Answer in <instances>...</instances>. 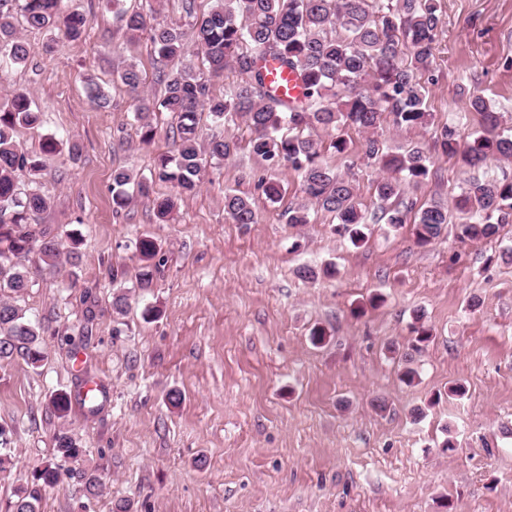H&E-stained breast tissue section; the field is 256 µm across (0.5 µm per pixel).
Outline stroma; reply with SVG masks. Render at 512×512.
Segmentation results:
<instances>
[{
	"label": "stroma",
	"mask_w": 512,
	"mask_h": 512,
	"mask_svg": "<svg viewBox=\"0 0 512 512\" xmlns=\"http://www.w3.org/2000/svg\"><path fill=\"white\" fill-rule=\"evenodd\" d=\"M438 4L442 33L425 83L434 124L384 123L380 136L393 147H432L436 126L457 117L464 134L478 131L479 115L466 109L475 90L512 129V0ZM61 8L88 17L82 39L28 29L0 0V16L30 48L26 64L0 68V101L23 89L43 112L41 127L18 132L28 150L50 134L59 142L40 176L19 172V186L50 197L42 224L80 239L78 261L50 269L30 259L25 288L0 290L42 325L45 349L35 367L0 362V429L11 456L0 472V512L47 464L61 479L43 487L40 512H113L123 503L131 512H512V265L500 258L512 223L495 240L464 243L452 223L424 247L407 224L366 225L358 245L321 211L290 226L285 210L304 200L297 174L253 154L242 125L206 114L203 140L234 138L236 152L207 167L167 222L155 215V197L170 191L162 183L115 214L114 170L150 176L173 149L165 112L153 118L154 141L141 143L119 75L135 65L143 91L157 98L176 64L147 38L129 40L106 0H62ZM95 85L107 107L92 103ZM433 161V176L410 191L418 201L448 200L469 177L456 159ZM332 164L373 207L381 170L355 152ZM263 174L281 181L278 202L255 191ZM228 193L251 196L258 223H230ZM143 236L166 259L144 292L133 287ZM329 263L336 278L296 274ZM115 267L126 272L118 285ZM121 286L132 294L119 315L112 297ZM375 293L385 301L372 307ZM473 297L479 309L468 308ZM151 305L162 311L158 321L142 318ZM418 318L433 337L413 352L420 377L408 386L399 372ZM316 326L326 333L319 345L309 336ZM456 382L466 394L447 397ZM88 384L103 390L91 410L80 402ZM59 392L71 396L63 418L51 404ZM62 431L80 457L56 453ZM87 473L101 481L98 496L83 494Z\"/></svg>",
	"instance_id": "stroma-1"
}]
</instances>
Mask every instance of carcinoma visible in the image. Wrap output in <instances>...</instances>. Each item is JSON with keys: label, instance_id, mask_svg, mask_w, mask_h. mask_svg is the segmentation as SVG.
<instances>
[{"label": "carcinoma", "instance_id": "1", "mask_svg": "<svg viewBox=\"0 0 512 512\" xmlns=\"http://www.w3.org/2000/svg\"><path fill=\"white\" fill-rule=\"evenodd\" d=\"M27 27L40 30L64 29L70 39H78L89 26L78 12L63 13L60 0H11ZM113 12L125 27L129 39L148 34L154 52L162 59L185 58L188 50L201 59L209 72L203 79L187 64L167 76L165 93L150 99L139 95L141 78L130 65L120 74L134 102L142 142H150L155 128L154 112H167L176 121L174 150L159 157L151 178H140L128 169L115 170L112 178V210L127 208L134 195L147 196L157 181L176 191L156 201V217L169 220L176 199L192 194L207 166L228 158L237 143L231 139H201L199 108L216 120L236 119L250 132L254 154L274 166L295 171L302 182L306 202L285 211L288 224L310 223V208L330 214L336 231L358 245L363 242V226L384 222L393 229L412 224L415 244L426 246L439 239L451 222L448 206L430 200L417 204L406 195L408 186H417L433 175L428 152L413 146L401 152L388 150L379 139L384 120L397 129L426 127L432 114L425 104L423 76L430 72L440 33L436 0H215L212 9L193 17L188 27L153 22L154 7L128 12L122 0H112ZM0 58L22 65L28 61L29 47L10 22L0 21ZM291 70L304 88L297 104L276 95L267 81V63ZM234 69L240 81L217 97L211 94L209 79ZM468 110L481 116L482 129L471 141H463L458 125L444 124L434 141L445 156L455 157L469 168L490 158L512 162V135L501 132V115L480 93L468 98ZM42 113L25 91L14 92L0 105V288L19 291L26 286L21 268L35 255L49 268L60 264L62 249L57 236L39 224L50 207V199L37 190L20 191L16 175L27 170L37 175L44 157L55 152L56 138H44L41 153L29 152L18 139V128H35ZM369 133L361 146L363 159L387 173L377 182V206L370 213L359 200L354 181L338 173L322 154V142L313 137L321 130L330 137L328 149L347 157L352 142L347 130ZM256 188L275 202L282 196L281 185L261 177ZM454 208L462 219L460 238L491 240L512 223V178L465 180L454 198ZM225 216L234 224L258 221L250 198L224 196ZM139 254L136 287L146 291L165 265L156 243L144 237L137 243ZM333 277L335 267L321 269L302 266L297 275L316 280ZM411 352L404 354L406 365L401 381L412 385L418 371L411 366L412 353L429 341V329L420 324ZM45 357L40 328L25 320L22 310L0 302V361L21 359L35 366ZM56 450L76 459L82 454L66 432L56 436ZM60 481L57 469L44 466L34 476L33 485L17 492L12 512H39L41 486Z\"/></svg>", "mask_w": 512, "mask_h": 512}]
</instances>
